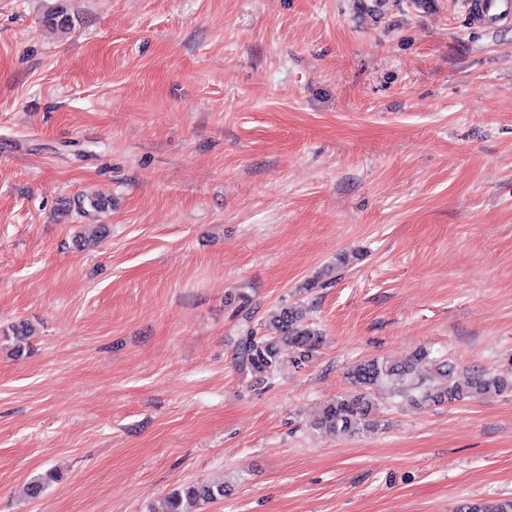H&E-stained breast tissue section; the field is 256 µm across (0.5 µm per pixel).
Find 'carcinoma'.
Returning a JSON list of instances; mask_svg holds the SVG:
<instances>
[{
	"label": "carcinoma",
	"mask_w": 512,
	"mask_h": 512,
	"mask_svg": "<svg viewBox=\"0 0 512 512\" xmlns=\"http://www.w3.org/2000/svg\"><path fill=\"white\" fill-rule=\"evenodd\" d=\"M275 334L260 335L253 328L244 330L238 342L241 369L259 378L271 375L281 362L282 347L291 349V361L297 366L308 363L320 345L321 334L308 323L307 309L284 307L271 315ZM429 360L424 349L415 351L408 362L391 365L378 359H362L348 371L353 391L329 401L314 427L335 435L355 436L383 429L377 417L374 391L385 385H403L411 379L414 366ZM425 402L447 405L467 398L493 396L512 392V378L489 376L480 372H458L449 363L434 364L431 377L417 382ZM224 498V484L189 482L174 488L161 512H197L199 505ZM463 512H512V499L496 502L476 500L463 507Z\"/></svg>",
	"instance_id": "1"
}]
</instances>
